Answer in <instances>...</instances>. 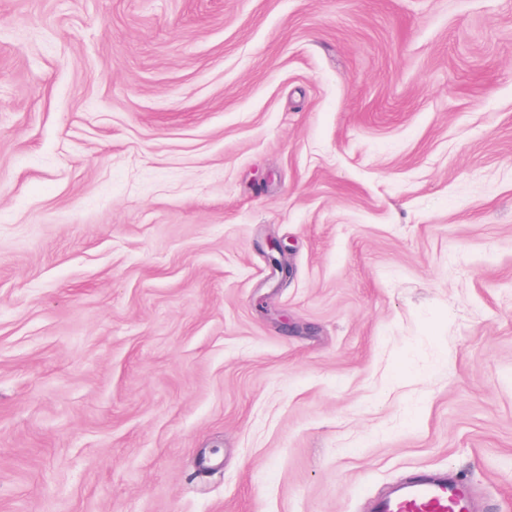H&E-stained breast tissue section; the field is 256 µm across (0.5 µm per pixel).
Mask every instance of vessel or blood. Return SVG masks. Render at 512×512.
Here are the masks:
<instances>
[{
    "mask_svg": "<svg viewBox=\"0 0 512 512\" xmlns=\"http://www.w3.org/2000/svg\"><path fill=\"white\" fill-rule=\"evenodd\" d=\"M371 512H475L468 483L425 473L394 484L374 498Z\"/></svg>",
    "mask_w": 512,
    "mask_h": 512,
    "instance_id": "1",
    "label": "vessel or blood"
}]
</instances>
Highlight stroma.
<instances>
[{"label":"stroma","instance_id":"1","mask_svg":"<svg viewBox=\"0 0 512 512\" xmlns=\"http://www.w3.org/2000/svg\"><path fill=\"white\" fill-rule=\"evenodd\" d=\"M424 471L512 512V0H0V512ZM265 257L268 263L280 275L281 280H288L292 274V268L285 259V248L281 243L273 241L265 252Z\"/></svg>","mask_w":512,"mask_h":512}]
</instances>
